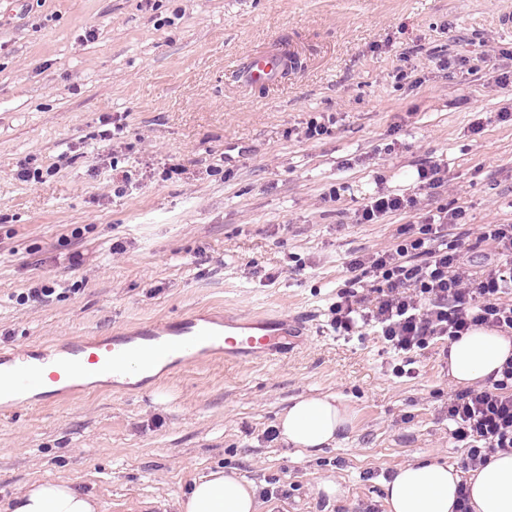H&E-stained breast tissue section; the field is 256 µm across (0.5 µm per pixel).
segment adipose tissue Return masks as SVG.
Segmentation results:
<instances>
[{
  "instance_id": "obj_1",
  "label": "adipose tissue",
  "mask_w": 512,
  "mask_h": 512,
  "mask_svg": "<svg viewBox=\"0 0 512 512\" xmlns=\"http://www.w3.org/2000/svg\"><path fill=\"white\" fill-rule=\"evenodd\" d=\"M512 356V338L478 329L448 348V375L466 387L487 382L506 358ZM351 423L346 407L331 395L300 397L280 414V440L298 453L333 447ZM451 466L413 463L398 469L384 482L388 512H454L455 491L463 481ZM467 481L475 512H512V451L491 454L486 465ZM180 512H257L251 483L233 472L212 471L194 480L178 499ZM0 512H99L90 495L61 480L36 483L23 495L0 502Z\"/></svg>"
}]
</instances>
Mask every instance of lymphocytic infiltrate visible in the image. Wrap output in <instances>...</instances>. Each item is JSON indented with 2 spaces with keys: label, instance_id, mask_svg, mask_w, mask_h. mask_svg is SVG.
I'll return each instance as SVG.
<instances>
[{
  "label": "lymphocytic infiltrate",
  "instance_id": "f902f5d3",
  "mask_svg": "<svg viewBox=\"0 0 512 512\" xmlns=\"http://www.w3.org/2000/svg\"><path fill=\"white\" fill-rule=\"evenodd\" d=\"M416 193H376L356 213L360 224L417 209ZM461 208L425 213L402 225L396 240L349 259L348 288L332 311L342 336L371 329L396 355L458 340L474 329L512 331V224L480 225L477 244L487 253L473 260L457 233ZM362 295H355V288ZM451 436L466 448L463 467L477 470L490 454L512 449V357L480 389L448 401Z\"/></svg>",
  "mask_w": 512,
  "mask_h": 512
}]
</instances>
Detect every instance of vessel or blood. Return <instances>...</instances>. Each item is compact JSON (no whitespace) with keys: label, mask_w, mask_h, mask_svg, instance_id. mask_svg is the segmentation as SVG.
I'll use <instances>...</instances> for the list:
<instances>
[{"label":"vessel or blood","mask_w":512,"mask_h":512,"mask_svg":"<svg viewBox=\"0 0 512 512\" xmlns=\"http://www.w3.org/2000/svg\"><path fill=\"white\" fill-rule=\"evenodd\" d=\"M286 52L249 59L243 76L251 84H264L282 74ZM293 330L284 320L271 319L258 326H243L231 319L203 321L188 314L172 322L149 323L141 335L116 334L105 340L94 337L72 341L69 356L60 359L50 375L53 398L70 395L71 383L90 375L115 378L123 374L129 358L149 367L166 360L190 361L199 356L246 362L255 357L284 353L286 336Z\"/></svg>","instance_id":"obj_1"}]
</instances>
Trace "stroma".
<instances>
[{
  "instance_id": "1",
  "label": "stroma",
  "mask_w": 512,
  "mask_h": 512,
  "mask_svg": "<svg viewBox=\"0 0 512 512\" xmlns=\"http://www.w3.org/2000/svg\"><path fill=\"white\" fill-rule=\"evenodd\" d=\"M505 11L512 0H0V349L39 358L189 313L300 325L277 360L0 405V502L58 479L101 512H177L220 468L274 488L259 512H387L398 468L460 466L442 346L397 372L377 336L336 335L330 307L351 257L418 220L355 212L408 191L422 162L452 183L422 208H462L469 232L512 224ZM276 48L287 71L247 84V60ZM449 56L460 66L442 68ZM321 114L328 133L305 139ZM24 162L41 181L19 178ZM322 394L352 415L336 447L268 440L294 398Z\"/></svg>"
}]
</instances>
